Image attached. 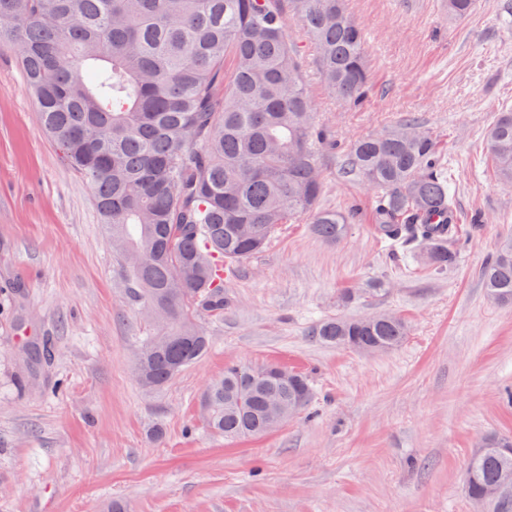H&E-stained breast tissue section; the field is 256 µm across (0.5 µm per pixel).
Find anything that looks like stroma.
Returning a JSON list of instances; mask_svg holds the SVG:
<instances>
[{
  "instance_id": "35a3bbf8",
  "label": "stroma",
  "mask_w": 512,
  "mask_h": 512,
  "mask_svg": "<svg viewBox=\"0 0 512 512\" xmlns=\"http://www.w3.org/2000/svg\"><path fill=\"white\" fill-rule=\"evenodd\" d=\"M366 36L372 91L358 109L322 83L308 91L338 150L324 154L321 205L359 214L338 242L308 222L225 268L211 343L157 392L134 374L154 328L140 313L89 187L40 130L13 52L0 49V512H474L467 462L512 435V308L489 302L479 270L512 235V185L486 131L512 107V0L449 17L445 0H347ZM413 117L437 137L457 195L458 263L441 275L388 255L373 196L342 173L343 149ZM484 223H471L473 213ZM384 295L362 296L369 283ZM357 299L341 303L345 289ZM390 312L410 327L387 352L315 341L333 316ZM230 363L308 376L309 408L261 437L228 442L204 424L201 395ZM161 437H154V428Z\"/></svg>"
}]
</instances>
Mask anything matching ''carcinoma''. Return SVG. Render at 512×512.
<instances>
[{
    "instance_id": "1",
    "label": "carcinoma",
    "mask_w": 512,
    "mask_h": 512,
    "mask_svg": "<svg viewBox=\"0 0 512 512\" xmlns=\"http://www.w3.org/2000/svg\"><path fill=\"white\" fill-rule=\"evenodd\" d=\"M478 0H448L465 17ZM304 26L325 84L351 107L371 91L362 29L345 0H0V48L13 51L41 130L91 188L112 249L127 262L134 298L153 321L135 375L149 391L209 348L198 317H221L224 266L262 250L284 224L310 220L334 243L355 211L319 205V159L336 141L317 124ZM491 166L512 184V109L486 133ZM343 173L367 183L373 219L395 252L444 274L458 259V224L438 140L406 118L360 138ZM488 299L512 306V237L480 273ZM316 341L388 351L407 336L391 313L327 318ZM233 363L202 395L208 428L228 441L268 434L313 400L297 372ZM512 481V438L491 435L465 469L472 501L512 512L488 492Z\"/></svg>"
}]
</instances>
